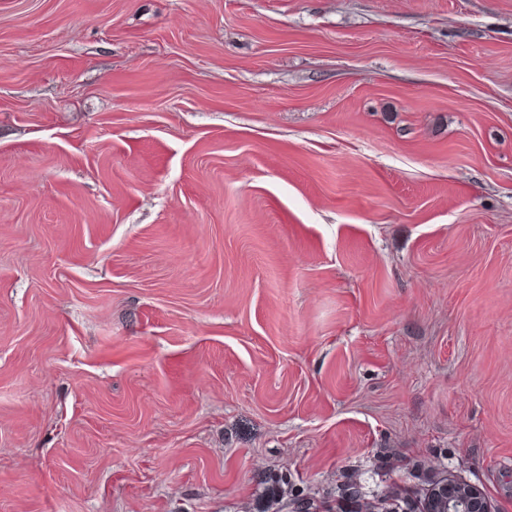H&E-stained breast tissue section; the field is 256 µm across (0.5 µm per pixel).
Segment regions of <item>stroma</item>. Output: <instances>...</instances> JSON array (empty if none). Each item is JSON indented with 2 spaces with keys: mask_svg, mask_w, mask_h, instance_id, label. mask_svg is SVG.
<instances>
[{
  "mask_svg": "<svg viewBox=\"0 0 512 512\" xmlns=\"http://www.w3.org/2000/svg\"><path fill=\"white\" fill-rule=\"evenodd\" d=\"M512 512V0H0V512ZM444 486L438 491V499L443 507H439L437 500L430 503L428 511L443 512H492L491 504L485 493L472 485L457 480L447 474Z\"/></svg>",
  "mask_w": 512,
  "mask_h": 512,
  "instance_id": "obj_1",
  "label": "stroma"
}]
</instances>
